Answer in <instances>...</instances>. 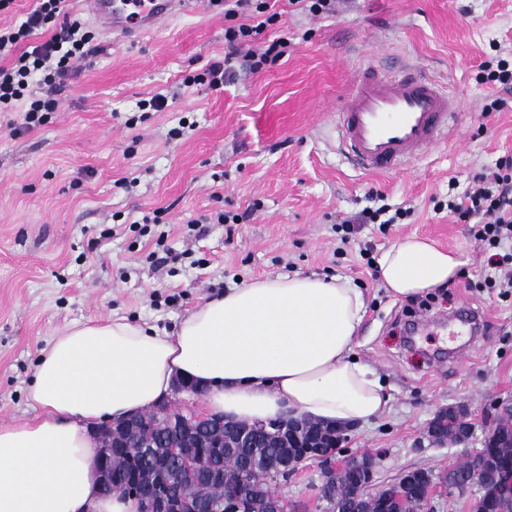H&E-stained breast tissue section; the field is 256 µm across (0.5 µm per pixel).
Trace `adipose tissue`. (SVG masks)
Returning <instances> with one entry per match:
<instances>
[{
  "mask_svg": "<svg viewBox=\"0 0 512 512\" xmlns=\"http://www.w3.org/2000/svg\"><path fill=\"white\" fill-rule=\"evenodd\" d=\"M396 298L453 282L461 263L407 236L377 259ZM365 308L340 277L295 272L225 289L168 333L124 317L73 323L40 355L27 399L34 418L0 423V512H137L103 494L96 428L151 411L193 380L208 413L252 423L288 413L351 426L389 397L354 356Z\"/></svg>",
  "mask_w": 512,
  "mask_h": 512,
  "instance_id": "ef3b65f1",
  "label": "adipose tissue"
}]
</instances>
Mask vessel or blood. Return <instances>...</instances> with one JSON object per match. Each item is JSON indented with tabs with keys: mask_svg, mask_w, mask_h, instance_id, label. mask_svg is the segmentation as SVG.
Masks as SVG:
<instances>
[{
	"mask_svg": "<svg viewBox=\"0 0 512 512\" xmlns=\"http://www.w3.org/2000/svg\"><path fill=\"white\" fill-rule=\"evenodd\" d=\"M86 5L100 34L134 43L195 8L196 0H86ZM459 115V101L449 89L415 68L361 71L336 109L349 156L365 171L388 173L447 141Z\"/></svg>",
	"mask_w": 512,
	"mask_h": 512,
	"instance_id": "b4317fda",
	"label": "vessel or blood"
}]
</instances>
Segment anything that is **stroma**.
I'll return each instance as SVG.
<instances>
[{"mask_svg": "<svg viewBox=\"0 0 512 512\" xmlns=\"http://www.w3.org/2000/svg\"><path fill=\"white\" fill-rule=\"evenodd\" d=\"M270 4L282 18L262 38L288 47L260 73L238 71L219 89L183 85L226 52L223 13L202 10L134 44L95 36L90 66L43 126L20 133V113H0V422L33 417L34 368L71 324L117 315L171 332L225 288L294 272L338 276L364 294L354 351L391 401L337 455L376 458L375 487L460 462L459 447L423 441L439 411L461 406L479 424L512 400V295L480 287L473 229L446 207L449 191L512 154V90L477 79L482 62L512 57V0H347L317 16ZM404 65L451 82L461 120L404 170L365 172L340 146L336 107L362 69ZM156 94L166 107L139 112ZM496 98L500 111L484 113ZM181 121L184 134L171 136ZM248 208L242 224L197 221ZM380 208L395 223L358 225L342 241L344 219ZM153 211L159 223L132 228ZM162 233L192 253L163 276L147 260ZM413 234L455 251L464 272L397 299L366 263ZM319 485L308 464L275 492L296 512H322Z\"/></svg>", "mask_w": 512, "mask_h": 512, "instance_id": "stroma-1", "label": "stroma"}]
</instances>
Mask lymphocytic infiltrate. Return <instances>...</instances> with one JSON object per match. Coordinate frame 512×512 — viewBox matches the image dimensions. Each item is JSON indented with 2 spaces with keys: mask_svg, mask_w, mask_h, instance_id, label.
<instances>
[{
  "mask_svg": "<svg viewBox=\"0 0 512 512\" xmlns=\"http://www.w3.org/2000/svg\"><path fill=\"white\" fill-rule=\"evenodd\" d=\"M62 11V0H36L23 20L0 28V112L21 111L25 130L46 123L78 63L93 52L92 32L79 20L64 17ZM244 11L254 15V23H238ZM224 19L228 54L206 64L200 73L186 76L185 86L219 87L237 69L257 73L283 56L286 41L282 38L257 51L244 49L279 22L267 0H226ZM448 209L456 220L475 226V238L486 258L485 287L512 288V157L500 158L494 168L474 175L472 187L449 201Z\"/></svg>",
  "mask_w": 512,
  "mask_h": 512,
  "instance_id": "1",
  "label": "lymphocytic infiltrate"
}]
</instances>
